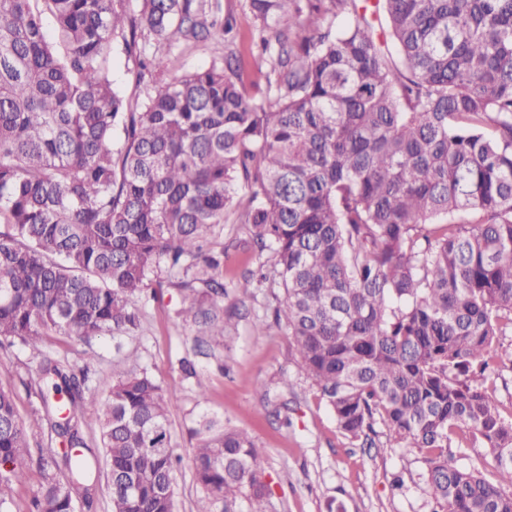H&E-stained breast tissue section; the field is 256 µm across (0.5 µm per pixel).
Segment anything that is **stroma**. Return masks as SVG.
Returning <instances> with one entry per match:
<instances>
[{"mask_svg": "<svg viewBox=\"0 0 512 512\" xmlns=\"http://www.w3.org/2000/svg\"><path fill=\"white\" fill-rule=\"evenodd\" d=\"M231 20L240 65V85L254 99L268 95L267 69L258 66L257 33L249 0H218ZM223 42L208 41L161 53L167 79L223 64ZM227 245L225 280L246 267L272 266L271 253L257 254L243 225L227 216L213 234ZM166 266H158L138 302L140 327L121 340L101 336L84 343L47 336L48 356L74 369H87V386L98 392L130 372L147 371L172 396L170 420L179 451L196 444L192 434L203 418L248 432L261 453L260 465L270 489L269 512H431L426 493V464L412 448H363L345 436L320 394L298 368L291 337L274 322L284 299L281 286L267 283L248 297L230 292L225 312L234 316L223 341L209 355L196 354L197 326L177 325L174 311L181 294L170 284ZM39 360L22 345L0 349V385L10 388L21 418L41 409L37 383ZM32 455L24 480L7 491L12 512H32L43 473L37 462L51 448L49 424L29 429Z\"/></svg>", "mask_w": 512, "mask_h": 512, "instance_id": "stroma-1", "label": "stroma"}]
</instances>
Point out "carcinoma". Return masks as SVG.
<instances>
[{"mask_svg": "<svg viewBox=\"0 0 512 512\" xmlns=\"http://www.w3.org/2000/svg\"><path fill=\"white\" fill-rule=\"evenodd\" d=\"M275 102L244 95L231 59L132 98L115 87V41L141 83L170 49L232 31L210 0H0V345L40 358L44 414L62 453L42 460L35 512L91 504L78 412L101 422L111 512H175L172 398L146 372L91 394L43 355L44 337L130 333L156 267L177 278L175 320L224 337L216 305L236 213L273 252L275 322L338 429L362 446L425 454L431 512H512V420L486 387L512 334V0H377L395 52L357 0H251ZM347 14L335 27L330 19ZM55 23L54 37L43 25ZM480 437L498 483L448 461ZM31 456L0 386V512ZM197 512H267L245 431L203 419Z\"/></svg>", "mask_w": 512, "mask_h": 512, "instance_id": "cac0c4a2", "label": "carcinoma"}]
</instances>
